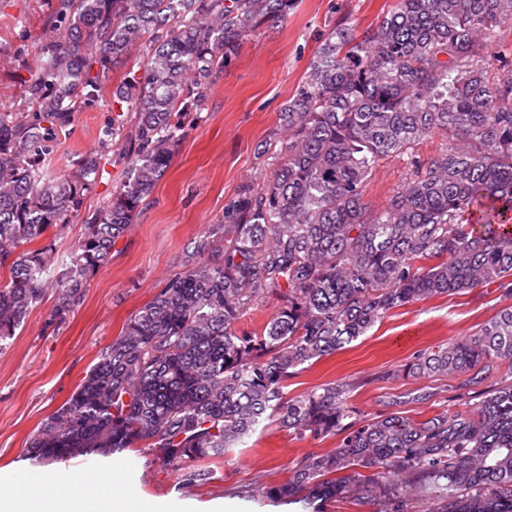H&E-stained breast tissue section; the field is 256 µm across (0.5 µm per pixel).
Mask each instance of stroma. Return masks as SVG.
<instances>
[{
	"label": "stroma",
	"instance_id": "obj_1",
	"mask_svg": "<svg viewBox=\"0 0 512 512\" xmlns=\"http://www.w3.org/2000/svg\"><path fill=\"white\" fill-rule=\"evenodd\" d=\"M392 0H296L285 21L263 27L242 40L237 57L219 75L200 120L187 133L153 195L112 251L111 262L91 277L80 304L53 327L45 319L51 300L30 310L23 325L0 350V474L32 473L38 465L27 453L30 437L79 386L99 354L119 336L126 320L178 272L206 225L225 206L259 182L269 167L257 153L273 138L279 112L300 83L320 34L342 22L357 29L375 24ZM58 0H0V112L20 111V89L31 78L49 34ZM110 86L58 133L45 157L60 173L72 156L98 147V134L113 115ZM117 152L103 153L99 177L84 194V211L101 208L123 177ZM401 161L382 163L366 186L373 207L386 204L405 178ZM502 306L494 288L442 295L391 311L345 349L304 368L288 381L295 397L334 380L354 386L350 403L364 415L397 411L420 419L462 409L455 383L445 377L384 379L414 353L447 344L478 330ZM330 436L298 438L274 427L258 428L244 446L221 459L201 461L206 482L183 485L153 450H127L81 462L77 470L119 467L124 481L149 500H177L192 512H213L232 502L235 512H305L302 504L272 499L266 487L283 483L291 463L306 453L335 448Z\"/></svg>",
	"mask_w": 512,
	"mask_h": 512
}]
</instances>
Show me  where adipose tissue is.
Wrapping results in <instances>:
<instances>
[{
	"label": "adipose tissue",
	"mask_w": 512,
	"mask_h": 512,
	"mask_svg": "<svg viewBox=\"0 0 512 512\" xmlns=\"http://www.w3.org/2000/svg\"><path fill=\"white\" fill-rule=\"evenodd\" d=\"M0 512H178L156 507L127 489L119 469L27 475L15 490L0 493Z\"/></svg>",
	"instance_id": "adipose-tissue-1"
}]
</instances>
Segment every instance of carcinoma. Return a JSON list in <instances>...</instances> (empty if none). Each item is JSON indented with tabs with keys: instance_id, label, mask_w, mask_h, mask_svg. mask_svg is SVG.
I'll use <instances>...</instances> for the list:
<instances>
[{
	"instance_id": "cac0c4a2",
	"label": "carcinoma",
	"mask_w": 512,
	"mask_h": 512,
	"mask_svg": "<svg viewBox=\"0 0 512 512\" xmlns=\"http://www.w3.org/2000/svg\"><path fill=\"white\" fill-rule=\"evenodd\" d=\"M294 0H58L53 30L21 91L26 115L0 113V350L52 294L45 325L81 301L112 248L200 119L217 75L243 38L288 17ZM512 0H394L362 32L336 24L317 41L279 114L270 175L209 224L182 269L127 320L81 384L40 425L38 464L157 450L185 484L264 424L299 437L342 434L265 488L323 512L384 498L427 512H512V379L452 414L380 412L351 421L353 384L290 397L288 379L363 335L390 311L494 285L509 304L472 334L416 352L392 377L453 376L461 395L512 364V63L495 64ZM139 69L112 85L117 113L98 150L118 149L123 180L81 214L97 153L50 174L45 155L76 112L97 100L91 75ZM444 149L423 160L430 136ZM407 176L378 210L365 188L381 162ZM82 217L60 261L51 231ZM262 333L238 329L270 299Z\"/></svg>"
}]
</instances>
